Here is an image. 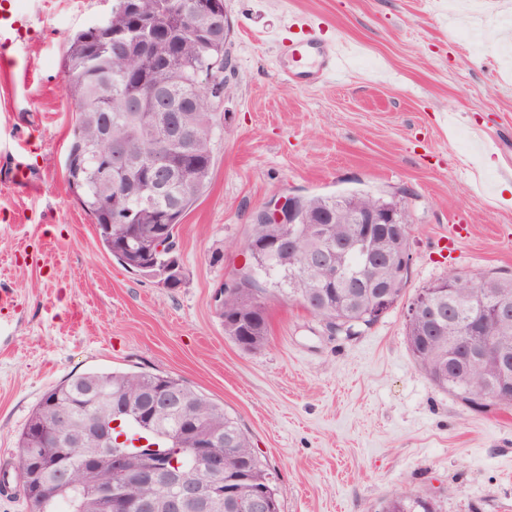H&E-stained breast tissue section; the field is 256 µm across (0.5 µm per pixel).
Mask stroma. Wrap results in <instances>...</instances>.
Instances as JSON below:
<instances>
[{"instance_id":"35a3bbf8","label":"stroma","mask_w":512,"mask_h":512,"mask_svg":"<svg viewBox=\"0 0 512 512\" xmlns=\"http://www.w3.org/2000/svg\"><path fill=\"white\" fill-rule=\"evenodd\" d=\"M14 3L36 20L15 51L26 73L0 64V462H16L20 429L65 379L146 371L238 418L282 512H382L417 494L439 512H512V406L463 405L406 340L410 302L448 272L512 275V0H224L230 92L208 187L179 226L176 289L100 248L66 189V38L112 0ZM310 34L354 49L348 71L285 79L278 41ZM19 161L33 188L14 180ZM352 190L409 205L402 297L345 336L269 294L267 343L241 349L214 296L246 264L253 215L280 196Z\"/></svg>"}]
</instances>
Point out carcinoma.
Returning a JSON list of instances; mask_svg holds the SVG:
<instances>
[{"instance_id": "obj_1", "label": "carcinoma", "mask_w": 512, "mask_h": 512, "mask_svg": "<svg viewBox=\"0 0 512 512\" xmlns=\"http://www.w3.org/2000/svg\"><path fill=\"white\" fill-rule=\"evenodd\" d=\"M126 0H112V10L97 24L68 37L65 58L66 92L76 107L66 161L65 181L84 210L99 227L97 241L120 264L141 271L146 259L161 265L159 255L142 252L141 240L154 224H169L177 229L181 220L206 190L214 164L213 138L217 109L223 104L228 86L224 72L231 67L227 44L231 23L224 18V35L212 41L197 14V0H140L141 16L130 15ZM160 86L173 97L178 121L167 112L155 109L148 94ZM142 90L140 106L127 105L129 93ZM195 133L186 145L179 128ZM125 144L135 158L163 145L161 161L176 170L177 179L164 190L154 187L142 167L134 163L124 172L106 179L108 142ZM389 204L401 211L404 225L412 226L408 205L393 197L385 198L365 191L344 194L312 195L301 198L296 224H269L256 216L248 241L259 248L249 255V266L237 275L236 285L224 291L219 317L224 334L241 348L252 351L268 342L265 308L258 306L262 295L271 290L287 301L301 305L317 303L313 314L329 318L336 333L353 336L375 323L368 313L367 289L338 288L327 278L318 260L300 266L303 255L330 250L338 261L360 262L357 256L336 251V243L357 232L352 216L359 208ZM326 225L329 243L315 239L320 225ZM301 236L295 251L267 250L271 240L290 234ZM436 317L427 323L406 324L407 342L415 360L441 389L464 404L471 405L469 389L496 382L494 367L477 362L471 370V382L455 375L467 360V352L456 345L458 333L480 324L507 345L512 356V321L498 328L483 321L473 306L448 297L433 301ZM164 391L174 395L177 406L171 415L158 412L160 420L173 417L176 429L196 423L197 433L209 438L224 454V507L216 512H247L245 503L230 507L231 501L251 486L268 493L269 512H280L277 490L271 473L251 447L250 439L237 419L183 380L170 375L146 372H87L74 375L48 390L28 417L17 441L18 455L54 456L60 453L72 471L71 482L58 479L51 470L31 471L33 492L26 498L29 512H56L63 504L65 512H84L102 489L116 483L107 464L112 453L108 447L97 452L101 465L81 476L80 423L89 417L105 419L110 402L122 400L132 408L144 407L147 395ZM58 401H70L77 409L74 425L55 426L60 446L47 448L39 432L52 423L51 411ZM195 435L181 434L161 444L156 462L172 467L193 465L190 449ZM122 491L132 498L147 499L153 512H165V491L133 480L123 482ZM384 512H436L435 502L424 496L389 501Z\"/></svg>"}]
</instances>
